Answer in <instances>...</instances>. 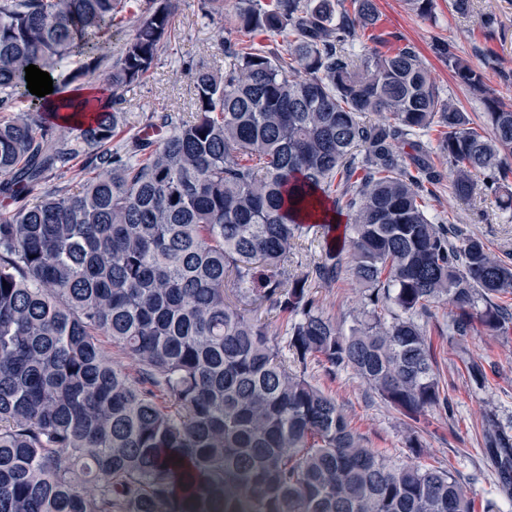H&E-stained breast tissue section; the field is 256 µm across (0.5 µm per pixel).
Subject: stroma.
<instances>
[{"label":"stroma","mask_w":512,"mask_h":512,"mask_svg":"<svg viewBox=\"0 0 512 512\" xmlns=\"http://www.w3.org/2000/svg\"><path fill=\"white\" fill-rule=\"evenodd\" d=\"M382 37H398L413 44L432 72L442 96L452 98L475 125H485L483 104L448 69L438 49L453 43L457 53L480 68L488 86L499 99L512 104V0H472L471 11L461 16L451 0H434L430 16L410 10L405 0H377ZM496 15L499 26L492 38H485L480 23L485 14ZM175 36L158 53L148 77L124 91L120 105L125 128H147L152 119L171 115L179 120L191 110L193 76L197 70L220 72L224 61L217 53L219 36L236 37L231 20L205 16L201 0H179ZM429 217L457 224L482 238L503 260H512V210H502L495 200L480 194L461 201L452 196L447 184L433 188ZM319 307L339 321H351L361 306L360 295L349 282L320 285L316 289ZM428 329L440 383L448 395L447 409L430 412L423 425L426 444L423 463L458 472L475 502V512H484L487 501H495V512H512V494L503 492L497 475L484 454L482 417L496 413L501 425L512 433V333L490 337L482 327L461 339L448 336V308L436 309ZM483 367V385L470 382L466 367ZM307 375L332 394L352 426L369 441L370 447L405 457L404 420L375 395L354 372L327 378L321 367L309 365Z\"/></svg>","instance_id":"obj_1"}]
</instances>
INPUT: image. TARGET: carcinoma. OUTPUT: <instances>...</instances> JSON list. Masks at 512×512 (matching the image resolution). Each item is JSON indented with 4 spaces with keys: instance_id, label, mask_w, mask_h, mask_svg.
I'll return each instance as SVG.
<instances>
[{
    "instance_id": "carcinoma-1",
    "label": "carcinoma",
    "mask_w": 512,
    "mask_h": 512,
    "mask_svg": "<svg viewBox=\"0 0 512 512\" xmlns=\"http://www.w3.org/2000/svg\"><path fill=\"white\" fill-rule=\"evenodd\" d=\"M177 2L0 0V196L15 203L0 209V512H473L452 470L420 462L417 424L448 408L421 319L446 304L451 337L476 320L508 334L512 264L428 218L423 189L443 175L420 136L443 128L452 195L478 176L512 209V105L451 44L489 134L440 97L415 46L353 53L375 0H237L234 28L285 52L221 39L224 75L195 73V112L114 151L117 105L171 39ZM133 6L107 66L96 38ZM31 64L75 85L53 87L56 111L27 89ZM80 156L75 188L27 201ZM344 210L349 231L288 273L304 225ZM346 280L363 296L347 329L313 292ZM252 305L283 320L285 346ZM312 361L403 415L410 455L369 447ZM482 431L512 490V435L492 412ZM138 13L136 9H132V12L128 14V20L124 26L120 29L119 33H112V40L105 41V53L112 57V61L115 60L121 53L123 44L129 39L135 29L136 20Z\"/></svg>"
}]
</instances>
